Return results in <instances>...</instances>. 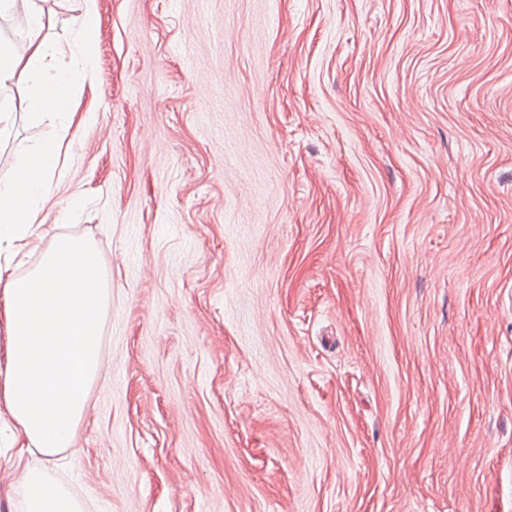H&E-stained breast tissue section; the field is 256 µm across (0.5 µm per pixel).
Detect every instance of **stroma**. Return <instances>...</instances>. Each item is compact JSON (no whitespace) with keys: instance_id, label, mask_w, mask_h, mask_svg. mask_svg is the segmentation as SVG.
Returning <instances> with one entry per match:
<instances>
[{"instance_id":"1","label":"stroma","mask_w":512,"mask_h":512,"mask_svg":"<svg viewBox=\"0 0 512 512\" xmlns=\"http://www.w3.org/2000/svg\"><path fill=\"white\" fill-rule=\"evenodd\" d=\"M39 235L92 239L84 512H512V0H97ZM33 453L0 419V512Z\"/></svg>"}]
</instances>
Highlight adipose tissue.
Instances as JSON below:
<instances>
[{"label": "adipose tissue", "mask_w": 512, "mask_h": 512, "mask_svg": "<svg viewBox=\"0 0 512 512\" xmlns=\"http://www.w3.org/2000/svg\"><path fill=\"white\" fill-rule=\"evenodd\" d=\"M44 3L0 0V17L22 18L26 26L21 43L0 44V139L20 117H53L70 128L72 91L93 76L96 0H83L62 42L47 37L52 15ZM72 47L78 62L54 69V58ZM61 149L57 139L24 148L12 173L0 176V325L6 332L0 398L26 447L47 458L69 447L88 410L103 362L101 321L109 300L108 276L90 239L57 235L44 245L32 233L56 193ZM24 250L40 253V261L25 274H10V263ZM21 482L26 512H82L41 465H26Z\"/></svg>", "instance_id": "adipose-tissue-1"}]
</instances>
